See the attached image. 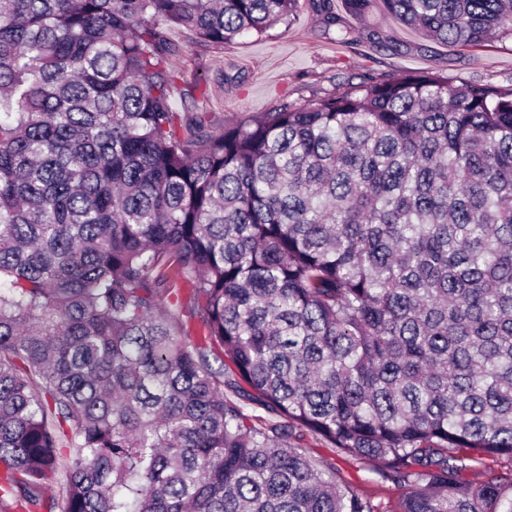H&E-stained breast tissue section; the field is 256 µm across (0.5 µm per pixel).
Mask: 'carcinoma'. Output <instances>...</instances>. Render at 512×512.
<instances>
[{"instance_id": "cac0c4a2", "label": "carcinoma", "mask_w": 512, "mask_h": 512, "mask_svg": "<svg viewBox=\"0 0 512 512\" xmlns=\"http://www.w3.org/2000/svg\"><path fill=\"white\" fill-rule=\"evenodd\" d=\"M345 3L512 38V0ZM298 10L0 0V512H376L307 434L400 512H512V469L462 478L512 462V85L368 76L219 132L173 108L171 30ZM301 443L312 458L331 463L339 482L370 498L379 511L398 512L403 489L384 478L375 464L341 454L337 449L334 451L311 436H306Z\"/></svg>"}]
</instances>
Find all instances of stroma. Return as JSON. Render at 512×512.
Segmentation results:
<instances>
[{
    "instance_id": "obj_1",
    "label": "stroma",
    "mask_w": 512,
    "mask_h": 512,
    "mask_svg": "<svg viewBox=\"0 0 512 512\" xmlns=\"http://www.w3.org/2000/svg\"><path fill=\"white\" fill-rule=\"evenodd\" d=\"M355 27L353 44H335L308 0H302L292 22L261 37L208 46L185 43L181 32H172L182 45L167 61L177 76L174 106L181 112L208 113L219 131L286 102L299 106L336 93L368 75L432 72L453 83L512 84L511 39L488 48L448 47L378 12ZM302 446L312 458L331 463L339 482L370 498L379 512H398L402 489L375 464L310 436Z\"/></svg>"
}]
</instances>
